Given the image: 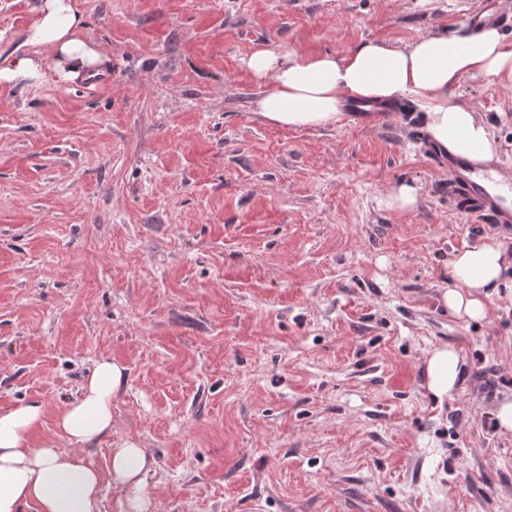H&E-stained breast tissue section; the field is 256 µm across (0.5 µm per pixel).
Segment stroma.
Here are the masks:
<instances>
[{
    "mask_svg": "<svg viewBox=\"0 0 512 512\" xmlns=\"http://www.w3.org/2000/svg\"><path fill=\"white\" fill-rule=\"evenodd\" d=\"M101 73L0 86V412L35 443L104 359L108 477L130 439L152 512H512V288L484 319L444 308L450 261L512 229L458 212L425 112L292 129L254 110L253 49L343 54L452 31L480 0H73ZM39 0H0V60ZM456 99L512 160V83ZM418 188L412 212L381 203ZM459 352L448 399L424 362Z\"/></svg>",
    "mask_w": 512,
    "mask_h": 512,
    "instance_id": "stroma-1",
    "label": "stroma"
}]
</instances>
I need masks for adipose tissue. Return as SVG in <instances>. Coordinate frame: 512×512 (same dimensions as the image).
I'll return each instance as SVG.
<instances>
[{
  "instance_id": "ef3b65f1",
  "label": "adipose tissue",
  "mask_w": 512,
  "mask_h": 512,
  "mask_svg": "<svg viewBox=\"0 0 512 512\" xmlns=\"http://www.w3.org/2000/svg\"><path fill=\"white\" fill-rule=\"evenodd\" d=\"M37 11L26 35L32 51L0 61V85L26 80L65 86L99 69L104 55L84 39L85 18L72 0H40ZM244 65L265 85L255 108L270 123L322 127L335 123L343 99L387 104L410 97L425 111L434 144L476 162L493 156L492 134L451 89L468 74L512 82V50L493 27H460L403 47L367 40L341 55L261 47ZM511 270L512 253L496 240L459 250L441 301L456 317L483 319L491 295L504 287ZM459 360L449 346L429 353L425 384L432 396L441 400L454 390ZM123 383L122 368L100 361L58 415L57 443L32 442L41 405L0 412V512H101L102 477L80 449L111 430L112 399ZM149 470L136 442L125 440L113 448L110 477L125 492L118 512H148Z\"/></svg>"
}]
</instances>
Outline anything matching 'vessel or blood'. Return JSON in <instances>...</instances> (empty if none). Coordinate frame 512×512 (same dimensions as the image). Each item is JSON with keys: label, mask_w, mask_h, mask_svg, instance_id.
I'll return each instance as SVG.
<instances>
[{"label": "vessel or blood", "mask_w": 512, "mask_h": 512, "mask_svg": "<svg viewBox=\"0 0 512 512\" xmlns=\"http://www.w3.org/2000/svg\"><path fill=\"white\" fill-rule=\"evenodd\" d=\"M502 0H484L481 10L470 15L473 26H512V14L505 12ZM429 159L449 174L448 195L456 206L471 214L490 216L494 223L512 224V166L497 163H475L434 147L427 150Z\"/></svg>", "instance_id": "1"}]
</instances>
